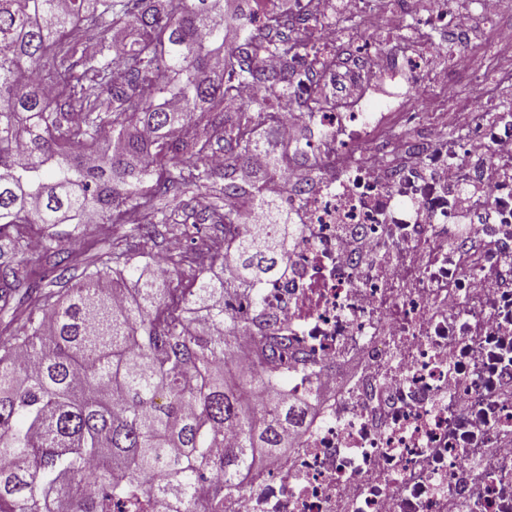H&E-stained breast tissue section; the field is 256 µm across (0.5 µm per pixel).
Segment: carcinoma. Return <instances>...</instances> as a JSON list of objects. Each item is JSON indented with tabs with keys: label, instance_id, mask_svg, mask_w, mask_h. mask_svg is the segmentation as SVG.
<instances>
[{
	"label": "carcinoma",
	"instance_id": "cac0c4a2",
	"mask_svg": "<svg viewBox=\"0 0 512 512\" xmlns=\"http://www.w3.org/2000/svg\"><path fill=\"white\" fill-rule=\"evenodd\" d=\"M230 0H0V306L24 307L19 333L0 342V512H113L136 495L182 512H224V488L259 451L288 447L299 405L262 403L283 381L288 339L265 334L262 286L283 273L294 226L275 202L238 181L240 162L270 155L263 177L284 175L288 150L260 139L268 103L224 111V99L262 80L284 95L303 43L264 42L276 13L253 25ZM248 32L283 62L266 73L244 60L230 32ZM222 146L224 168L209 165ZM202 188L199 213L172 205ZM264 213L243 237L224 197ZM143 238L159 226L209 223L224 251L193 269L196 288L144 276L155 258L114 243L85 261L63 295L26 272L23 224L47 228L50 273L74 252L59 224H121ZM137 275L129 302L112 293ZM259 327V361L234 363L239 327ZM236 446L221 458L224 435Z\"/></svg>",
	"mask_w": 512,
	"mask_h": 512
}]
</instances>
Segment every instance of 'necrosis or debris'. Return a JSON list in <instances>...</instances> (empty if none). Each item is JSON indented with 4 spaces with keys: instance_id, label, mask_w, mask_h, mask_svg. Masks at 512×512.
Masks as SVG:
<instances>
[{
    "instance_id": "1",
    "label": "necrosis or debris",
    "mask_w": 512,
    "mask_h": 512,
    "mask_svg": "<svg viewBox=\"0 0 512 512\" xmlns=\"http://www.w3.org/2000/svg\"><path fill=\"white\" fill-rule=\"evenodd\" d=\"M511 3L288 0L315 21L305 63L289 95H253L312 171L261 185L297 223L263 301L288 339L270 394L312 414L224 512H512V107L446 108L455 74L512 85V30L487 57L470 39ZM380 69L403 71L421 112L367 95Z\"/></svg>"
}]
</instances>
